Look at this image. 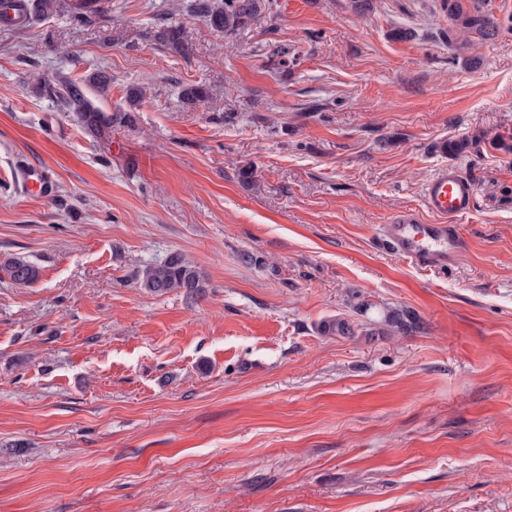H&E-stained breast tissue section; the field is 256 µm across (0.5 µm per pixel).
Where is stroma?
<instances>
[{
	"label": "stroma",
	"instance_id": "stroma-1",
	"mask_svg": "<svg viewBox=\"0 0 512 512\" xmlns=\"http://www.w3.org/2000/svg\"><path fill=\"white\" fill-rule=\"evenodd\" d=\"M188 2L0 24V263L41 270L0 278V512H512V0L464 49L441 0H264L233 36ZM99 71L92 100L132 116L107 139L39 86ZM448 164L476 203L424 270L379 228L430 222ZM173 251L205 296L132 283ZM406 308L416 331L382 324ZM336 316L368 330L321 335ZM155 38L176 52L184 55L190 52V48L184 39L183 30L180 25L170 23L159 27ZM1 272L10 279L13 284L20 286H31L36 284L41 276L40 268L23 258H13L0 264Z\"/></svg>",
	"mask_w": 512,
	"mask_h": 512
}]
</instances>
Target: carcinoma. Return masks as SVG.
I'll use <instances>...</instances> for the list:
<instances>
[{
    "label": "carcinoma",
    "instance_id": "cac0c4a2",
    "mask_svg": "<svg viewBox=\"0 0 512 512\" xmlns=\"http://www.w3.org/2000/svg\"><path fill=\"white\" fill-rule=\"evenodd\" d=\"M34 15H47L66 9L62 0H32ZM442 8L448 12L450 29L448 40H458L459 35L476 34L490 38L498 32L495 19L483 8L478 0L467 6L464 0H443ZM191 12L212 30L226 36H232L250 25L260 15L259 0H193ZM155 38L184 55L190 52L183 35L182 27L177 24H165L157 30ZM46 95L59 99L65 109L76 115L83 127L96 137L102 138L112 126L131 120L127 112L106 113L101 111L87 95L84 85L77 82L60 80L42 83ZM10 281L20 286L36 284L41 276L40 268L23 258H13L0 264ZM135 283L144 290L164 295L180 292L188 298L201 297L209 288L206 274L195 264L178 252L169 253L164 259L148 263L133 272ZM384 323L400 332L406 333L415 327V316L409 310L389 311ZM319 332L330 336H351L354 328L344 318L322 321Z\"/></svg>",
    "mask_w": 512,
    "mask_h": 512
}]
</instances>
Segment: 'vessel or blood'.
Listing matches in <instances>:
<instances>
[{
  "label": "vessel or blood",
  "mask_w": 512,
  "mask_h": 512,
  "mask_svg": "<svg viewBox=\"0 0 512 512\" xmlns=\"http://www.w3.org/2000/svg\"><path fill=\"white\" fill-rule=\"evenodd\" d=\"M477 185L461 170L442 166L425 182L421 191L425 211L432 223H421L412 213H402L382 225L380 238L390 251L423 268H447L463 242L455 225L475 206Z\"/></svg>",
  "instance_id": "vessel-or-blood-1"
}]
</instances>
